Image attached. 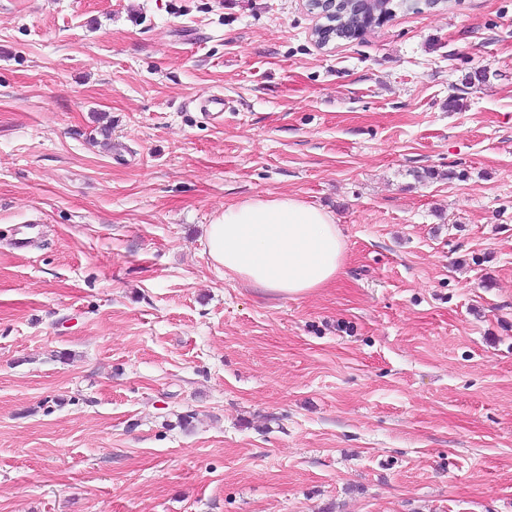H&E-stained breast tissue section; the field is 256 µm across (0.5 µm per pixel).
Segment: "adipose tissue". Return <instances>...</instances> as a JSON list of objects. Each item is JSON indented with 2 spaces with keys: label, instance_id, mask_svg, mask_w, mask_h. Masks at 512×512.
Segmentation results:
<instances>
[{
  "label": "adipose tissue",
  "instance_id": "ef3b65f1",
  "mask_svg": "<svg viewBox=\"0 0 512 512\" xmlns=\"http://www.w3.org/2000/svg\"><path fill=\"white\" fill-rule=\"evenodd\" d=\"M206 247L225 274L284 298L326 287L345 259L332 214L292 196L225 207L207 227Z\"/></svg>",
  "mask_w": 512,
  "mask_h": 512
}]
</instances>
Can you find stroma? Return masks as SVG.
I'll list each match as a JSON object with an SVG mask.
<instances>
[{"instance_id": "obj_1", "label": "stroma", "mask_w": 512, "mask_h": 512, "mask_svg": "<svg viewBox=\"0 0 512 512\" xmlns=\"http://www.w3.org/2000/svg\"><path fill=\"white\" fill-rule=\"evenodd\" d=\"M315 23L0 0V512H512V0ZM279 195L345 242L298 298L204 242ZM353 0H345L342 6L344 15L336 16V39L347 40L358 29L359 19L355 16L356 10Z\"/></svg>"}]
</instances>
